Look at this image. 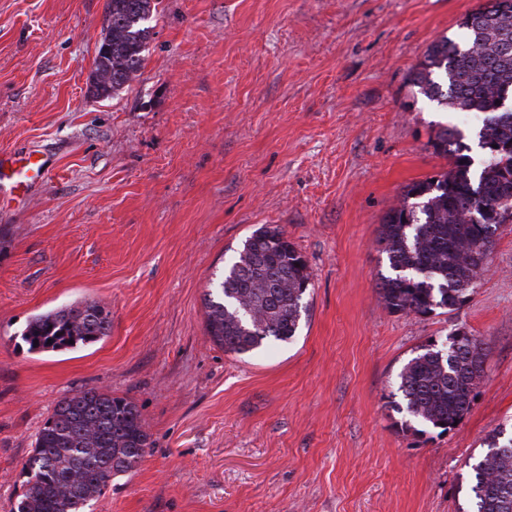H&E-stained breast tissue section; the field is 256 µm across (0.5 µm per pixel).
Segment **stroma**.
Listing matches in <instances>:
<instances>
[{"label":"stroma","mask_w":512,"mask_h":512,"mask_svg":"<svg viewBox=\"0 0 512 512\" xmlns=\"http://www.w3.org/2000/svg\"><path fill=\"white\" fill-rule=\"evenodd\" d=\"M105 5L0 0V153L48 170L0 200V512L81 388L130 398L153 440L93 512H460L485 438L512 432V222L469 301L425 317L383 305L377 235L447 169L438 125L478 128L408 78L479 0H158L142 70L96 99ZM264 224L308 263L309 318L227 354L204 297ZM84 300L110 336L29 351L32 316ZM458 328L488 351L470 411L403 432L398 373Z\"/></svg>","instance_id":"stroma-1"}]
</instances>
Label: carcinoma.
<instances>
[{"label": "carcinoma", "instance_id": "1", "mask_svg": "<svg viewBox=\"0 0 512 512\" xmlns=\"http://www.w3.org/2000/svg\"><path fill=\"white\" fill-rule=\"evenodd\" d=\"M157 0H107L93 76L94 96L108 99L143 68ZM467 39L432 43L412 70L410 83L431 102L467 112L481 122L484 160L471 172L463 133L442 127L432 141L449 159L447 170L405 187L398 206L379 227L378 243L392 274L378 290L393 313L427 316L456 309L473 294L501 224L512 219V53L500 37L512 35V0H484L462 22ZM484 223H469L479 205ZM309 266L277 226L246 237L237 260L204 297L207 336L224 352L247 354L291 342L306 318ZM112 329L111 312L94 301L48 311L22 333L32 352L63 351L99 342ZM487 354L471 337L457 352L428 343L399 374L407 419L401 430L445 434L468 413L484 374ZM472 467L468 512H512V436L495 431ZM151 434L138 406L99 388L58 401L40 429L24 471L25 490L15 512H87L119 475L132 472L149 453Z\"/></svg>", "mask_w": 512, "mask_h": 512}]
</instances>
